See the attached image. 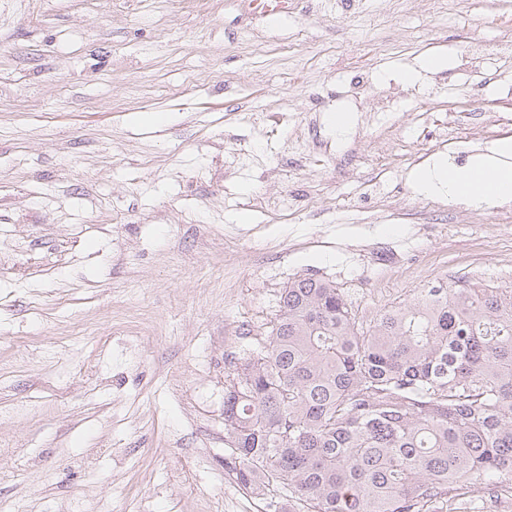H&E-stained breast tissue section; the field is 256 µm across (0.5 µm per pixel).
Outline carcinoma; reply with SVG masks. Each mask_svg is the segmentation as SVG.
Listing matches in <instances>:
<instances>
[{
	"label": "carcinoma",
	"mask_w": 512,
	"mask_h": 512,
	"mask_svg": "<svg viewBox=\"0 0 512 512\" xmlns=\"http://www.w3.org/2000/svg\"><path fill=\"white\" fill-rule=\"evenodd\" d=\"M224 471L298 512H457L512 496V284L439 281L370 321L299 276L263 339L229 361Z\"/></svg>",
	"instance_id": "obj_1"
}]
</instances>
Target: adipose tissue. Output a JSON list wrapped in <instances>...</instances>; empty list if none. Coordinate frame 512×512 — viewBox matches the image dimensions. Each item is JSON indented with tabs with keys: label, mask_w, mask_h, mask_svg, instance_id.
Returning a JSON list of instances; mask_svg holds the SVG:
<instances>
[{
	"label": "adipose tissue",
	"mask_w": 512,
	"mask_h": 512,
	"mask_svg": "<svg viewBox=\"0 0 512 512\" xmlns=\"http://www.w3.org/2000/svg\"><path fill=\"white\" fill-rule=\"evenodd\" d=\"M417 180L424 192L475 208L512 202V138L499 139L490 153L474 155L463 166L439 160Z\"/></svg>",
	"instance_id": "obj_1"
}]
</instances>
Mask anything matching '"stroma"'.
<instances>
[{"instance_id":"stroma-1","label":"stroma","mask_w":512,"mask_h":512,"mask_svg":"<svg viewBox=\"0 0 512 512\" xmlns=\"http://www.w3.org/2000/svg\"><path fill=\"white\" fill-rule=\"evenodd\" d=\"M509 85L512 0H0V512H289L224 471L230 358L308 273L367 319L512 281V203L414 181ZM294 0H249L248 5L253 14L262 18L275 19L287 16L292 10Z\"/></svg>"}]
</instances>
